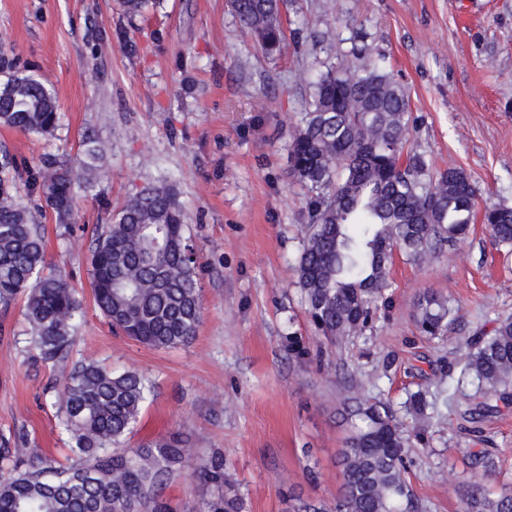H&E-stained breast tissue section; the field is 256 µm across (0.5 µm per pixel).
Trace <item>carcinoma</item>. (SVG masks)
I'll return each mask as SVG.
<instances>
[{
	"label": "carcinoma",
	"mask_w": 512,
	"mask_h": 512,
	"mask_svg": "<svg viewBox=\"0 0 512 512\" xmlns=\"http://www.w3.org/2000/svg\"><path fill=\"white\" fill-rule=\"evenodd\" d=\"M163 0H121L128 19ZM288 0H229L230 11L268 55L286 46L283 11ZM129 55L137 46L126 28L99 32ZM359 64L329 67L311 82L308 109L288 145V174L307 190L297 276L314 332L340 346L374 322L391 288L396 251L423 263L466 236L475 216L477 189L461 168L432 170L406 149L409 102L390 74L353 50ZM0 125L51 135L59 126L49 85L0 50ZM104 148L91 136L76 158L47 155L28 164L0 152V305L21 300L29 343L37 358L61 371L58 395L69 463L14 449L13 474L0 481V512H172L161 490L185 466L188 448L177 437L152 440L128 451L118 448L153 396L143 373H116L97 361L70 363L84 310L74 287L45 256L39 217L77 223V188ZM26 175L28 206L16 200V177ZM483 223L500 245H512V207L491 205ZM93 299L112 325L154 349L185 346L201 323L199 265L182 205L165 186H149L98 225L89 256ZM416 324L429 338H442L456 320L450 300L426 290L415 302ZM288 354L307 362L311 351L296 332L285 337ZM459 374L448 369L454 393L468 398L477 385L481 401L470 408L479 421L512 403V317L468 343ZM348 427L339 452L341 485L331 509L302 504L297 512H407L413 493L407 479V448L423 435L403 427L381 400L344 398L337 409ZM483 469L462 486L463 512H512V487L490 490L493 454L479 451ZM199 474L217 494L194 512H244V502L213 455Z\"/></svg>",
	"instance_id": "obj_1"
}]
</instances>
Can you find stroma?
<instances>
[{
	"mask_svg": "<svg viewBox=\"0 0 512 512\" xmlns=\"http://www.w3.org/2000/svg\"><path fill=\"white\" fill-rule=\"evenodd\" d=\"M127 26L130 56L88 29ZM288 46L263 53L226 0H165L127 19L119 0H0V49L17 55L54 89L55 135L0 126V150L36 163L76 154L85 133L106 152L94 188L79 199L80 228L43 215L46 259L70 276L85 318L73 361L137 370L154 395L122 445L177 434L188 469L162 491L175 512L210 498L192 477L222 454L247 512H286L289 496L334 505L345 428L336 409L347 394L389 401L405 428L410 393L437 407L421 443L408 450L417 512H460L469 448H490L491 490L512 486V405L473 432L468 402L446 374L468 340L512 315V250L482 222L435 259L394 255L390 304L372 327L325 358L323 368L288 356L289 330L306 332L296 264L304 192L288 177L289 135L310 83L326 65L353 63L368 45L409 97V146L433 169H464L477 205L512 206V0H291ZM173 186L202 266V319L188 345L153 349L113 332L94 304L87 260L106 207L148 186ZM450 299L459 316L447 336L416 328L413 302L425 290ZM22 303L0 305V451L35 448L65 462L55 404L60 373L33 358Z\"/></svg>",
	"mask_w": 512,
	"mask_h": 512,
	"instance_id": "35a3bbf8",
	"label": "stroma"
}]
</instances>
